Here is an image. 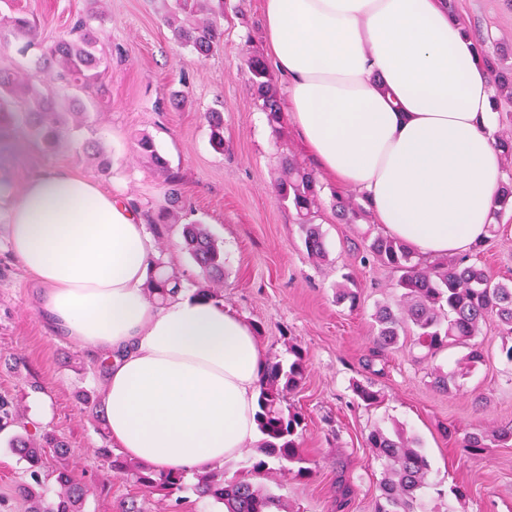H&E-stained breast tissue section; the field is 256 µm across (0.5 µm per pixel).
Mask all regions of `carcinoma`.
Here are the masks:
<instances>
[{
    "instance_id": "carcinoma-1",
    "label": "carcinoma",
    "mask_w": 512,
    "mask_h": 512,
    "mask_svg": "<svg viewBox=\"0 0 512 512\" xmlns=\"http://www.w3.org/2000/svg\"><path fill=\"white\" fill-rule=\"evenodd\" d=\"M224 0H172L165 6L164 21L174 39L201 56L216 52L224 41ZM91 14L78 18L70 31L48 46L40 48L37 63L53 77L72 87L85 90L98 83L103 59L96 54V45L102 38V28H95ZM37 27L21 11L0 14V49L6 50L11 39L25 41V48L37 42ZM489 36L476 40L479 60L491 74L494 88L507 100L512 99V66L506 64L503 43L488 47ZM252 86L262 100L272 123H282V112L276 95L271 90L269 71L263 60L250 55L245 58ZM25 119L43 147L55 150L68 132L86 112L84 102L72 97L61 103L48 87L30 78L0 69V129H6L17 112ZM210 139L214 149L224 151V122L219 113L209 112ZM138 152L158 173L167 186L170 208L151 214L149 224L160 237L168 234L170 225L177 223L181 209L179 186L182 177L173 171L158 152L154 140L143 135L137 140ZM276 190L282 200L292 205L298 224L304 233L307 255L313 260L325 257V247L319 225L315 224L320 187L314 175L293 159L284 161L283 175ZM498 207L494 218L512 208V183L499 189ZM183 247L203 269L205 277L197 283L198 293L218 297L215 284L223 280V259L216 241L202 224H186L182 230ZM365 258L380 262L396 274L395 287L401 290L399 306H379L374 313L377 352L393 348L402 333L412 330L418 343L430 352L454 344H467L480 332L481 326L495 320L505 336L512 337V284L495 282L485 270L465 258H447L426 261L412 252L402 241L384 235L366 239ZM345 283L336 288V300L359 305L357 292ZM180 290L179 280L171 277L163 281L150 280L149 292L164 297ZM294 360L288 364L279 361L267 363L259 383L257 414L263 441L252 465V472L269 479L274 474L269 460L298 465L301 476L310 474L304 466L306 459L296 441L297 429L302 424L300 413L284 406L286 393L296 389L305 374V360L301 349L293 348ZM385 471L379 482L376 512H418L421 491L427 486L429 463L422 449L397 434L390 436L380 430L367 438ZM512 441V428L472 434L464 438L463 447L482 451L496 443ZM51 449L59 461L55 482L60 487L55 501L47 503L37 491L41 486V459L45 449ZM12 449L29 465L30 481L18 486L19 493L28 501L29 512H83L86 491L75 482L68 469L67 446L55 436L46 434L39 442L17 436ZM110 470L131 476L149 493H158L175 502L174 495L183 491L186 475L157 472L125 456L112 454V448L98 449ZM194 489L202 498L220 505L225 512H288L281 496L263 485L245 478H227L224 469L209 468L194 473Z\"/></svg>"
}]
</instances>
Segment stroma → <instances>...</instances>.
Instances as JSON below:
<instances>
[{"mask_svg":"<svg viewBox=\"0 0 512 512\" xmlns=\"http://www.w3.org/2000/svg\"><path fill=\"white\" fill-rule=\"evenodd\" d=\"M49 43L66 35L86 14L89 0H18ZM458 14L493 37L512 44V5L507 0H455ZM106 17L101 45L105 66L85 98L87 122L61 147L46 151L24 116L0 135V173L21 185L32 171L67 167L119 190L141 211L167 207L166 187L136 152L138 137H153L172 169L184 177V208L158 259L167 274L191 291L201 269L183 248V225L206 226L224 254L220 298L249 322L269 361H291L290 346L305 354L306 372L287 403L304 417L298 441L311 472L279 471L269 489L288 512H375L384 466L366 438L372 429L415 440L430 463L429 485L419 512H512V445L479 454L463 451L468 434L512 425V363L495 325L476 341L484 361L463 373L465 348L431 355L414 336L401 337L384 356L372 354V315L396 305L400 292L390 270L363 261V238L381 233L373 213L347 224L336 200L361 202L355 191L320 179L316 222L327 257L312 261L294 210L275 184L284 158L316 171L290 125L273 127L241 66L243 52L265 56L261 0H224V44L202 58L177 43L161 19L162 0H100ZM186 90L179 108L158 109L172 92ZM224 117V150L210 143L205 116ZM108 170H101L97 157ZM8 226L0 217V402L13 415L0 431V512H27L17 487L28 481L25 463L10 446L13 436L52 432L67 441L74 478L88 489L84 512H167L164 501L123 474L105 477L97 448L100 424L82 404L97 401L102 374L82 346L45 322L38 289L7 248ZM486 250L475 261L497 280L512 281V212L486 231ZM350 275L358 308L336 300V286ZM456 376V389L433 384V368ZM371 385L380 395L365 407L354 393ZM467 490L466 500L452 494Z\"/></svg>","mask_w":512,"mask_h":512,"instance_id":"obj_1","label":"stroma"}]
</instances>
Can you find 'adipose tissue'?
<instances>
[{
    "mask_svg": "<svg viewBox=\"0 0 512 512\" xmlns=\"http://www.w3.org/2000/svg\"><path fill=\"white\" fill-rule=\"evenodd\" d=\"M263 12L286 120L321 174L413 251H469L493 221L502 160L492 84L446 0H264ZM0 211L48 323L106 365L116 447L189 475L258 439L266 359L252 327L201 295L147 299L163 271L127 198L46 168L18 191L0 180Z\"/></svg>",
    "mask_w": 512,
    "mask_h": 512,
    "instance_id": "ef3b65f1",
    "label": "adipose tissue"
}]
</instances>
